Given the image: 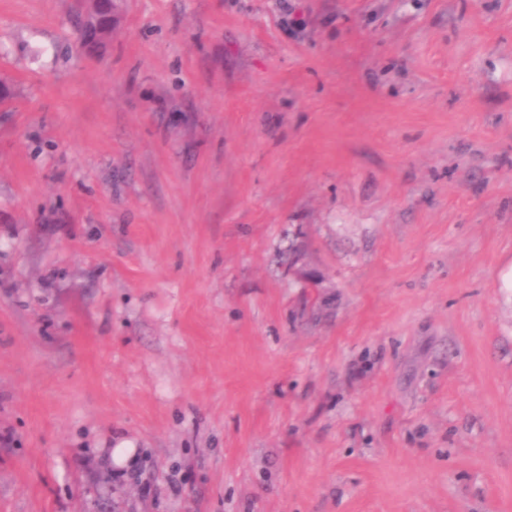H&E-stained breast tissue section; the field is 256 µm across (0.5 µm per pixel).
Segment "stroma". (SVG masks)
<instances>
[{
    "instance_id": "35a3bbf8",
    "label": "stroma",
    "mask_w": 512,
    "mask_h": 512,
    "mask_svg": "<svg viewBox=\"0 0 512 512\" xmlns=\"http://www.w3.org/2000/svg\"><path fill=\"white\" fill-rule=\"evenodd\" d=\"M70 7L0 0V512H512V0ZM114 1L73 0L71 4V21L74 24L77 42L84 45V38L92 36L97 55H102L112 42Z\"/></svg>"
}]
</instances>
